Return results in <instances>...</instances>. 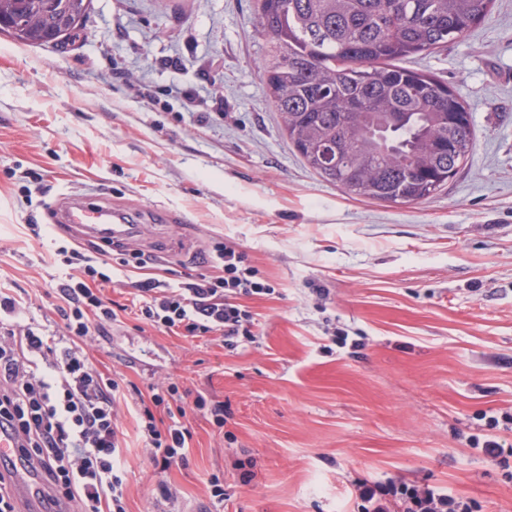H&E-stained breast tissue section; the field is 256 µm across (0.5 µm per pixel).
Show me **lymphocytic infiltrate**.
Returning a JSON list of instances; mask_svg holds the SVG:
<instances>
[{
    "instance_id": "lymphocytic-infiltrate-1",
    "label": "lymphocytic infiltrate",
    "mask_w": 512,
    "mask_h": 512,
    "mask_svg": "<svg viewBox=\"0 0 512 512\" xmlns=\"http://www.w3.org/2000/svg\"><path fill=\"white\" fill-rule=\"evenodd\" d=\"M63 265L77 266L58 286L61 334L31 326H0V425L11 432L20 459L40 477L41 499L60 512H127L124 480L115 469L122 452V407L128 400L120 374L97 370L90 349L106 336L118 313L101 290L113 271L143 268L151 254L101 246L82 252L54 250ZM222 274L177 282L148 277L134 285L132 304L154 329L183 337L213 336L225 349L246 347L256 325L246 298L273 294L248 255L233 241L215 244L207 258ZM155 473L189 464L193 433L188 417L202 413L224 423V405L190 395L172 379L132 400ZM169 418L159 427L156 411ZM359 512H473L470 500L429 484L386 479L356 486Z\"/></svg>"
}]
</instances>
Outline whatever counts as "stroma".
I'll use <instances>...</instances> for the list:
<instances>
[{
	"mask_svg": "<svg viewBox=\"0 0 512 512\" xmlns=\"http://www.w3.org/2000/svg\"><path fill=\"white\" fill-rule=\"evenodd\" d=\"M255 5L91 0L61 46L0 32V288L27 298L24 323L59 330L52 243L89 244L52 224L65 197L130 216L125 245L152 253L159 279L208 272L228 239L271 284L245 348L123 312L92 352L141 392L170 377L224 404L223 426L191 417L164 512H354L356 485L389 477L512 512V470L471 444L512 448V0L407 62L456 88L475 134L447 188L416 204L347 195L289 146ZM122 427L127 512H150L157 476L135 418Z\"/></svg>",
	"mask_w": 512,
	"mask_h": 512,
	"instance_id": "stroma-1",
	"label": "stroma"
}]
</instances>
